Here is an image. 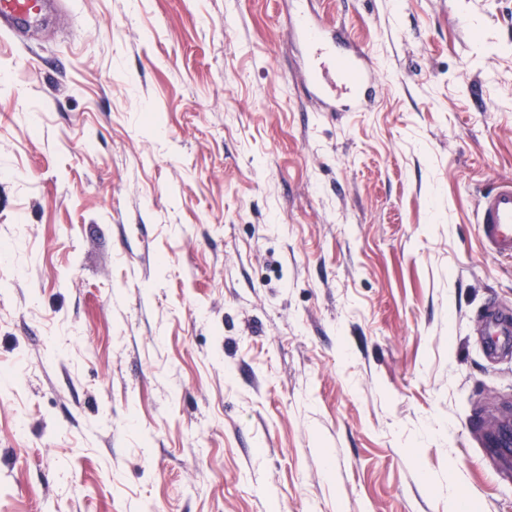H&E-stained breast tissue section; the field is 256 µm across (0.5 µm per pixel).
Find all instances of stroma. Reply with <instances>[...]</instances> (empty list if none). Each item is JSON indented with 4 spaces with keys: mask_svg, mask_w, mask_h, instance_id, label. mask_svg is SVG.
<instances>
[{
    "mask_svg": "<svg viewBox=\"0 0 512 512\" xmlns=\"http://www.w3.org/2000/svg\"><path fill=\"white\" fill-rule=\"evenodd\" d=\"M55 0L0 35V512H512V0ZM296 30L302 41L315 52V63L311 68V80L308 82L307 90L312 93H320L323 90L322 80L314 78L313 72L321 69L324 62L327 61L342 75L352 89L353 105L349 109L361 110L367 107L373 95V88L362 57L349 47V52L341 57H336L333 52L324 50L322 48L324 40L322 25L305 9L300 8L297 11ZM319 59L322 60L318 63ZM477 224L486 251L512 257V180H503L482 194Z\"/></svg>",
    "mask_w": 512,
    "mask_h": 512,
    "instance_id": "1",
    "label": "stroma"
}]
</instances>
